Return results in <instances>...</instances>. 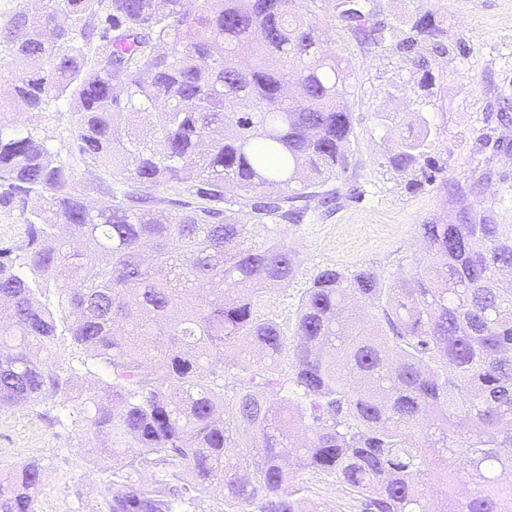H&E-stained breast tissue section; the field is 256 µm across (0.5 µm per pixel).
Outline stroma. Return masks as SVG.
Segmentation results:
<instances>
[{
	"instance_id": "stroma-1",
	"label": "stroma",
	"mask_w": 512,
	"mask_h": 512,
	"mask_svg": "<svg viewBox=\"0 0 512 512\" xmlns=\"http://www.w3.org/2000/svg\"><path fill=\"white\" fill-rule=\"evenodd\" d=\"M378 5L380 20L398 25L415 11L418 0H378ZM437 13L450 53L433 65L442 90L429 112L442 134L431 155L447 161L449 177L477 185L475 199L490 223L512 224V124L503 127L496 120L502 105L512 106V0H440ZM321 17L325 41L355 76L349 96L355 136L351 170L362 196L329 215L312 209L305 223L289 226L288 244L297 254L299 271L272 300L274 312L284 319L293 316L297 297L317 268L370 266L390 280L400 271L424 266L419 225L431 219L456 221L461 208L436 183L405 190L382 164L384 131L377 113L420 108L412 66L394 46L405 37V28L398 25L393 43L373 48L360 44L331 9H322ZM67 110L65 102L53 103L30 123L46 129L50 147L79 180L96 182L104 171L70 153ZM31 461L44 468L35 512H110L113 494L124 486L151 488L163 479L152 468L129 477L95 465L84 446L80 418L56 399L0 409V470ZM295 484L312 512H359L349 490L332 479L305 471Z\"/></svg>"
}]
</instances>
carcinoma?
I'll return each instance as SVG.
<instances>
[{"instance_id": "1", "label": "carcinoma", "mask_w": 512, "mask_h": 512, "mask_svg": "<svg viewBox=\"0 0 512 512\" xmlns=\"http://www.w3.org/2000/svg\"><path fill=\"white\" fill-rule=\"evenodd\" d=\"M333 10L371 46L394 31L377 0ZM321 22L294 0H20L0 22V206L27 226L25 263L0 248V407L60 396L100 461L177 480L121 490L111 512H174L214 486L224 512H309L298 470L345 485L361 512H512V479L496 474L512 469V224L466 208L420 225L423 271L388 284L330 265L293 319L268 305L297 272L285 225L312 200L329 211L361 195L347 178L352 74ZM406 24L396 49L433 98L428 55L449 49L431 0ZM60 98L80 159L111 176L98 207L15 112ZM440 135L417 113L386 167L465 199L476 186L430 155ZM160 188L179 209L156 212ZM362 304L377 309L370 328ZM65 336L107 371L96 393L65 374ZM43 479L36 462L1 478L0 512H35Z\"/></svg>"}]
</instances>
